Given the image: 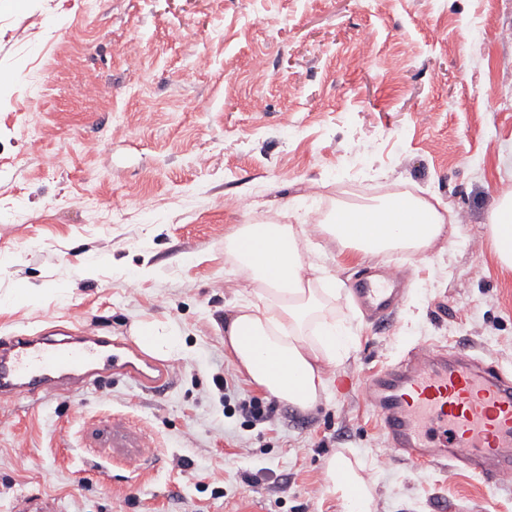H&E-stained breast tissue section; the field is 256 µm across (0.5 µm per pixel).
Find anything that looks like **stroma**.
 Here are the masks:
<instances>
[{
	"mask_svg": "<svg viewBox=\"0 0 512 512\" xmlns=\"http://www.w3.org/2000/svg\"><path fill=\"white\" fill-rule=\"evenodd\" d=\"M506 30L512 0H0V338L129 336L157 320L185 349L157 392L119 378L0 403V512L23 495L60 512H343L323 480L338 455L360 464L371 512H512V489L390 461L361 388L417 343L512 369V274L485 227L512 187ZM202 54L210 67L180 82ZM87 84L99 98L80 95ZM31 97L41 113L26 112ZM349 184L438 200L456 223L424 251L381 255L407 270L383 325L348 289L370 257L308 237L351 349L327 397L301 410L246 383L224 347V319L253 289L224 239L308 224L309 190L330 212ZM239 197L249 210L226 207ZM19 288L34 299L10 304ZM244 399L270 419L248 421Z\"/></svg>",
	"mask_w": 512,
	"mask_h": 512,
	"instance_id": "1",
	"label": "stroma"
}]
</instances>
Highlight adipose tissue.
Here are the masks:
<instances>
[{"label":"adipose tissue","instance_id":"1","mask_svg":"<svg viewBox=\"0 0 512 512\" xmlns=\"http://www.w3.org/2000/svg\"><path fill=\"white\" fill-rule=\"evenodd\" d=\"M493 250L503 271L512 272V192H505L489 215ZM320 233L358 252H418L445 233V219L429 201L397 195L360 207H337ZM301 234L288 224H244L226 247L255 284L252 301L239 305L224 324V346L249 384L308 409L325 397V371L348 351L350 341L335 319L323 312L334 288H317L314 265L299 248ZM141 348L157 358L177 356L181 346L173 327L140 321ZM326 482L345 512H370L367 483L346 457L328 461Z\"/></svg>","mask_w":512,"mask_h":512}]
</instances>
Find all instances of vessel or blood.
<instances>
[{
    "instance_id": "b4317fda",
    "label": "vessel or blood",
    "mask_w": 512,
    "mask_h": 512,
    "mask_svg": "<svg viewBox=\"0 0 512 512\" xmlns=\"http://www.w3.org/2000/svg\"><path fill=\"white\" fill-rule=\"evenodd\" d=\"M402 279L391 266L366 268L350 290L364 310L382 320L403 299ZM137 352L126 338L87 330L59 340L25 334L2 339L0 402L23 392L66 397L98 386L107 373L141 389H163L173 368L136 362ZM363 390L393 459L451 461L487 486L512 485V374L461 347L420 344L368 375Z\"/></svg>"
}]
</instances>
